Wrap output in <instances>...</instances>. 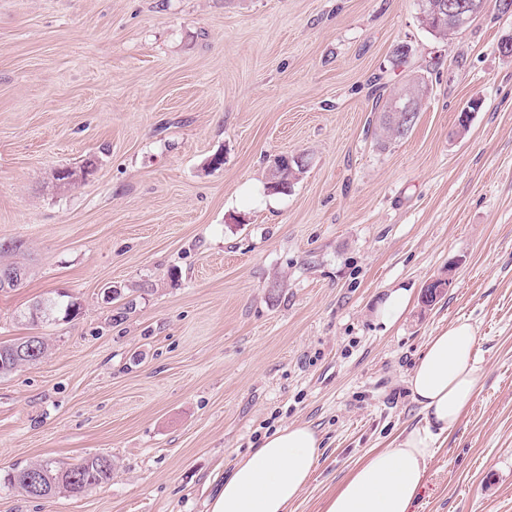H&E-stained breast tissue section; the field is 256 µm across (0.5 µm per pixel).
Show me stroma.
<instances>
[{
	"instance_id": "35a3bbf8",
	"label": "stroma",
	"mask_w": 512,
	"mask_h": 512,
	"mask_svg": "<svg viewBox=\"0 0 512 512\" xmlns=\"http://www.w3.org/2000/svg\"><path fill=\"white\" fill-rule=\"evenodd\" d=\"M510 32L494 0L448 39L418 0H0V242L28 246L0 342L48 344L0 375V512H207L235 460L293 423L322 448L290 512H322L422 425L409 374L461 318L483 373L415 512H512ZM414 78L415 126L378 147L376 98ZM281 154L306 168L271 195ZM97 453L112 480L82 495L6 484Z\"/></svg>"
}]
</instances>
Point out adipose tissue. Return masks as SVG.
<instances>
[{"instance_id": "ef3b65f1", "label": "adipose tissue", "mask_w": 512, "mask_h": 512, "mask_svg": "<svg viewBox=\"0 0 512 512\" xmlns=\"http://www.w3.org/2000/svg\"><path fill=\"white\" fill-rule=\"evenodd\" d=\"M476 345V328L466 319L430 336L409 377L422 425L357 464L326 498L323 512H414L436 443L458 423L479 384ZM320 446L317 432L304 424L266 435L234 464L209 512H288L311 481Z\"/></svg>"}]
</instances>
